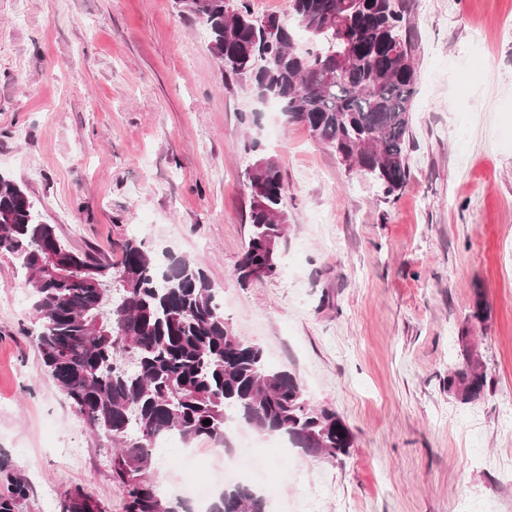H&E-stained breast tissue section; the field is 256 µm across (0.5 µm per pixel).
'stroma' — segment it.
Returning a JSON list of instances; mask_svg holds the SVG:
<instances>
[{
    "label": "stroma",
    "instance_id": "stroma-1",
    "mask_svg": "<svg viewBox=\"0 0 512 512\" xmlns=\"http://www.w3.org/2000/svg\"><path fill=\"white\" fill-rule=\"evenodd\" d=\"M417 93L411 178L384 197L364 172L252 87L228 83L206 26L174 0H0V174L78 251L127 239L204 267L240 338L353 433L349 455L265 460L284 512H512V0H410ZM277 159L288 214L276 276L243 285L247 169ZM483 301L482 320L472 319ZM469 326L487 375L445 387ZM25 274L0 253V454L24 512L82 487L122 512L108 457L42 370ZM173 437L151 478L186 479Z\"/></svg>",
    "mask_w": 512,
    "mask_h": 512
}]
</instances>
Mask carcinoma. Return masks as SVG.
<instances>
[{
  "instance_id": "1",
  "label": "carcinoma",
  "mask_w": 512,
  "mask_h": 512,
  "mask_svg": "<svg viewBox=\"0 0 512 512\" xmlns=\"http://www.w3.org/2000/svg\"><path fill=\"white\" fill-rule=\"evenodd\" d=\"M203 21L224 75L276 94L288 122L331 148L348 169L365 172L389 197L411 176V108L417 46L405 33L408 0H290L288 17L258 15L250 0H182ZM314 44L296 49L297 33ZM255 153L248 169L250 231L235 272L242 282L273 277L288 214L278 161ZM60 253L55 276L42 275L47 251ZM0 253L28 275L40 321L35 335L44 374L93 436L108 437L112 480L123 512H191L167 499L149 472L156 441L224 442L230 420L284 436L305 454L336 460L354 436L333 410L312 407L295 374L268 365L262 349L236 336L218 293L195 261L157 255L134 240L112 264L76 251L39 219L28 194L0 175ZM462 361L448 369V395L478 400L486 373L469 329L457 336ZM209 419L206 426L203 421ZM6 488L0 512H21L29 484L0 459ZM209 512H270L250 486L224 489Z\"/></svg>"
}]
</instances>
